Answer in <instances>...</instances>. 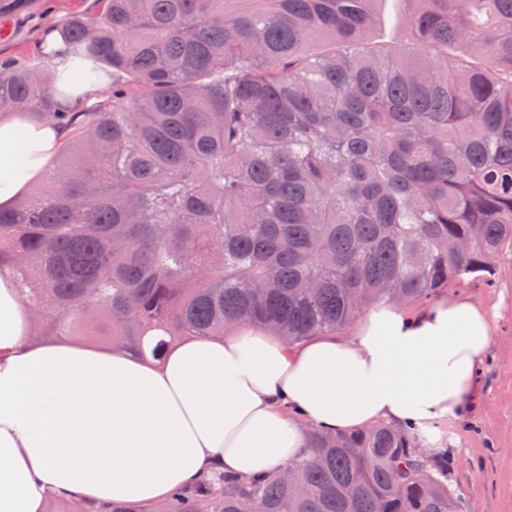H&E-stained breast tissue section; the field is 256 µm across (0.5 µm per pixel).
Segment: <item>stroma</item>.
Masks as SVG:
<instances>
[{
    "label": "stroma",
    "instance_id": "1",
    "mask_svg": "<svg viewBox=\"0 0 512 512\" xmlns=\"http://www.w3.org/2000/svg\"><path fill=\"white\" fill-rule=\"evenodd\" d=\"M98 14L97 0H25L22 9L0 14V59L40 65L47 28L73 15L92 22ZM404 16L402 0H381L369 42L390 50L406 43ZM444 296L498 309L495 341L479 368L471 409L433 431L438 447L448 451V485L474 512H512V252L501 258L491 284L470 281Z\"/></svg>",
    "mask_w": 512,
    "mask_h": 512
}]
</instances>
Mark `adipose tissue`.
<instances>
[{
  "mask_svg": "<svg viewBox=\"0 0 512 512\" xmlns=\"http://www.w3.org/2000/svg\"><path fill=\"white\" fill-rule=\"evenodd\" d=\"M52 94L85 103L98 67L49 36ZM54 125L0 120V207L40 179L59 151ZM493 310L468 298L409 311L368 310L350 336L289 344L238 325L187 338L161 363L31 340V317L0 266V512H45L50 501L166 498L201 475L250 476L298 456L309 428L426 426L462 417L493 343Z\"/></svg>",
  "mask_w": 512,
  "mask_h": 512,
  "instance_id": "obj_1",
  "label": "adipose tissue"
}]
</instances>
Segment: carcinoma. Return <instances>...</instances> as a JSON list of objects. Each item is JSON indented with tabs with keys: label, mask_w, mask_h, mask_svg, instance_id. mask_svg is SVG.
Returning a JSON list of instances; mask_svg holds the SVG:
<instances>
[{
	"label": "carcinoma",
	"mask_w": 512,
	"mask_h": 512,
	"mask_svg": "<svg viewBox=\"0 0 512 512\" xmlns=\"http://www.w3.org/2000/svg\"><path fill=\"white\" fill-rule=\"evenodd\" d=\"M98 2L56 29L112 70L105 103L61 110L48 54L0 61V115L68 133L0 209L42 334L159 362L235 323L294 343L491 283L512 249V0H406L394 53L365 47L377 0ZM429 437L312 430L272 472L103 512H467Z\"/></svg>",
	"instance_id": "obj_1"
}]
</instances>
